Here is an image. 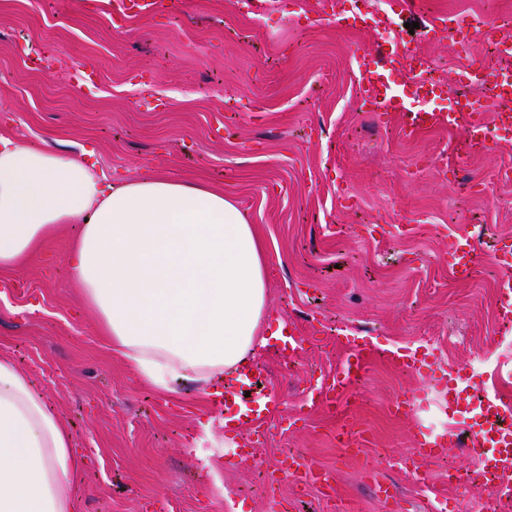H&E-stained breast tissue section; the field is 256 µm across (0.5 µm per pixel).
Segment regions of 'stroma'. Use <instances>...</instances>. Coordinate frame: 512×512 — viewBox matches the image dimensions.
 Wrapping results in <instances>:
<instances>
[{
    "label": "stroma",
    "instance_id": "35a3bbf8",
    "mask_svg": "<svg viewBox=\"0 0 512 512\" xmlns=\"http://www.w3.org/2000/svg\"><path fill=\"white\" fill-rule=\"evenodd\" d=\"M115 2L0 0V132L91 158L112 177L167 173L222 188L271 255L264 335L288 317L304 344L291 365L272 346L256 351L283 405L256 460L243 462L233 450L241 434L219 427L195 444L214 416L202 387L180 382L162 396L108 345L68 272L77 226L0 271V353L29 376L84 458L81 512H336L342 499L353 512H478V495L448 486L449 467L465 462L461 449L424 460L416 436L448 428L436 379L463 368L487 385L511 347L495 312L505 270L491 253L512 238V184L486 195L476 184L512 163V141L492 139L490 151L468 157L463 129L408 142L376 120L357 100L354 53L378 55V31L329 21L322 0H183L178 14L119 26ZM471 12L512 19V0H420L392 33L450 84L460 67L491 62L490 50L475 39L460 52L424 24ZM35 49L51 58L50 72L29 64ZM83 65L97 69L94 83L70 79ZM221 120L228 129L213 136ZM426 156L447 164V179L422 165ZM399 224L413 233L397 236ZM375 225L383 234H372ZM476 227L486 259L473 279L455 280L448 236ZM363 330L376 353L345 413L365 442L347 455L328 410L292 427L286 419L320 372L335 369L337 337ZM420 346L431 370L393 363L392 351ZM402 394L416 395L418 408L392 415ZM289 452L331 472L336 497L291 477L269 484ZM418 465L426 481L413 476ZM373 477L393 485L395 500L372 494Z\"/></svg>",
    "mask_w": 512,
    "mask_h": 512
}]
</instances>
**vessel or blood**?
I'll return each instance as SVG.
<instances>
[{"label": "vessel or blood", "mask_w": 512, "mask_h": 512, "mask_svg": "<svg viewBox=\"0 0 512 512\" xmlns=\"http://www.w3.org/2000/svg\"><path fill=\"white\" fill-rule=\"evenodd\" d=\"M163 6V0H118L117 16L124 21L136 15L158 12ZM408 69L405 51L397 49L391 51L386 63L363 60L358 65L359 94L368 110L380 120L395 123L404 138L414 140L437 128L461 127L466 132V153L470 156L488 149L484 135L487 124H494L501 139H512V109L501 107L496 98L458 97L440 112L408 103L394 89L397 80L404 78ZM482 262L483 256L475 238L464 234L453 237L448 247V268L454 278H471ZM342 346L344 357L331 374L308 389L298 407L299 414H306L314 407H333L345 389L357 387L362 381L374 352L373 344L366 337L352 335L346 337ZM276 351L291 360L298 357L300 338L292 321H285ZM393 359L405 371H420L431 366L427 357L407 348L395 351ZM502 383V388L486 393L483 402L476 406L472 403L474 387L469 377L461 374L449 377L442 394L449 411L462 417L464 428L460 431L451 428L429 436L423 446L426 456L433 458L442 455L448 447L464 443L467 459L479 468L481 485L508 495L512 493V430L488 425L491 418L506 413L512 415V396L504 392L505 386L512 384V374H507ZM215 401L224 415L225 428L236 429L244 436L238 450L239 458L252 459L258 446L267 439L265 418L276 413L281 404L280 398L267 385L258 364L249 363L239 368L234 384L216 394ZM283 474L324 488L330 480L329 475L292 453L280 460L269 479L278 481Z\"/></svg>", "instance_id": "1"}]
</instances>
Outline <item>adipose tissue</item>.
<instances>
[{"instance_id":"adipose-tissue-1","label":"adipose tissue","mask_w":512,"mask_h":512,"mask_svg":"<svg viewBox=\"0 0 512 512\" xmlns=\"http://www.w3.org/2000/svg\"><path fill=\"white\" fill-rule=\"evenodd\" d=\"M65 224L70 274L113 350L163 394L206 385L267 344L269 254L223 191L170 174L116 180L0 135V269ZM72 436L0 355V512H77Z\"/></svg>"}]
</instances>
